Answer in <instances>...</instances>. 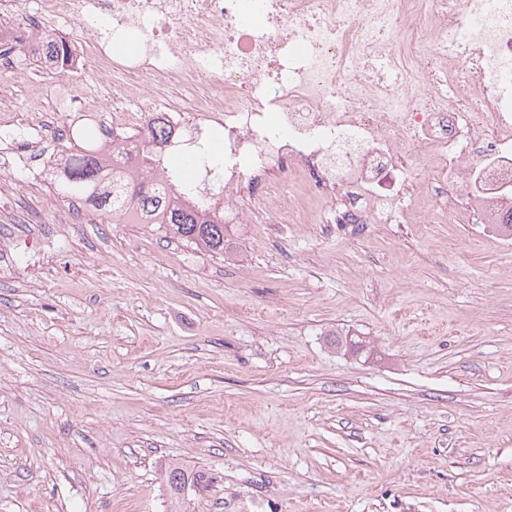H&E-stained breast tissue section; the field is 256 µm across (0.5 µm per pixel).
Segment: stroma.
<instances>
[{"label": "stroma", "instance_id": "stroma-1", "mask_svg": "<svg viewBox=\"0 0 512 512\" xmlns=\"http://www.w3.org/2000/svg\"><path fill=\"white\" fill-rule=\"evenodd\" d=\"M94 20L46 17L89 71ZM0 61V512H512V237L234 224L205 255L54 191L111 96ZM166 487L170 499V511L180 512L183 497L182 490L185 487L190 489L195 486L199 490L203 489L206 485V479L201 471L189 470L179 466H169L165 471Z\"/></svg>", "mask_w": 512, "mask_h": 512}]
</instances>
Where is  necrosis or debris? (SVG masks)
Instances as JSON below:
<instances>
[{"mask_svg":"<svg viewBox=\"0 0 512 512\" xmlns=\"http://www.w3.org/2000/svg\"><path fill=\"white\" fill-rule=\"evenodd\" d=\"M25 2L106 18L113 127L223 126L225 223L411 224L415 161L453 222L512 190V0Z\"/></svg>","mask_w":512,"mask_h":512,"instance_id":"obj_1","label":"necrosis or debris"}]
</instances>
